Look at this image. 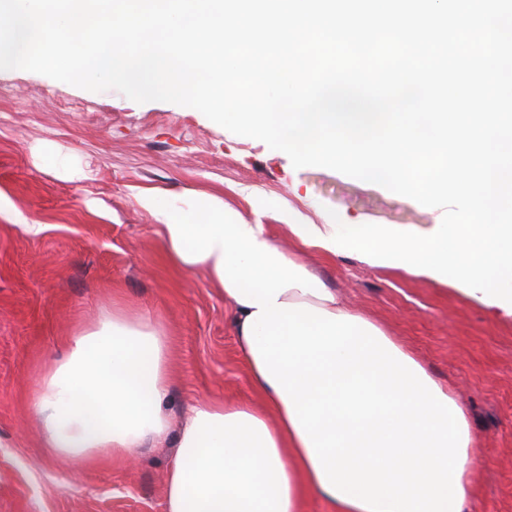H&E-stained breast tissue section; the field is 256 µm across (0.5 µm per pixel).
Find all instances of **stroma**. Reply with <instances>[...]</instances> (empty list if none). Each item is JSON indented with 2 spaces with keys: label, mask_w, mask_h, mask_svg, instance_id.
<instances>
[{
  "label": "stroma",
  "mask_w": 512,
  "mask_h": 512,
  "mask_svg": "<svg viewBox=\"0 0 512 512\" xmlns=\"http://www.w3.org/2000/svg\"><path fill=\"white\" fill-rule=\"evenodd\" d=\"M68 167L83 180H66ZM148 192L164 206L219 198L245 222L269 225L286 251L292 213L311 224L434 221L429 207L382 186L294 168L195 108L0 70V512H166L171 446L71 463L43 448L31 415L49 366L114 306L165 330L174 424L200 400L257 398L230 305L203 270L171 261L141 202ZM306 261L463 403L476 443L464 512H512V320L351 250Z\"/></svg>",
  "instance_id": "stroma-1"
}]
</instances>
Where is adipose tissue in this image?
I'll use <instances>...</instances> for the list:
<instances>
[{
  "instance_id": "adipose-tissue-1",
  "label": "adipose tissue",
  "mask_w": 512,
  "mask_h": 512,
  "mask_svg": "<svg viewBox=\"0 0 512 512\" xmlns=\"http://www.w3.org/2000/svg\"><path fill=\"white\" fill-rule=\"evenodd\" d=\"M154 209L164 248L204 269L262 406L201 400L180 427L162 327L113 310L73 337L30 400L45 447L74 462L160 441L175 453L167 512H463L474 436L457 398L380 326L354 311L268 225L209 198Z\"/></svg>"
}]
</instances>
